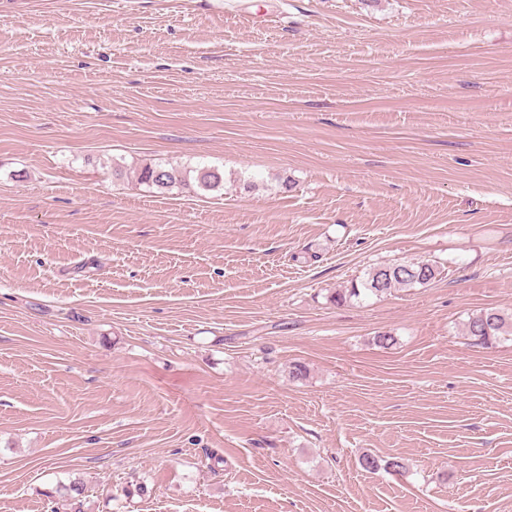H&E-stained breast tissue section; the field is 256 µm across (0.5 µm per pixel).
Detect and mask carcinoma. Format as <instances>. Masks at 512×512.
I'll return each mask as SVG.
<instances>
[{
    "instance_id": "obj_1",
    "label": "carcinoma",
    "mask_w": 512,
    "mask_h": 512,
    "mask_svg": "<svg viewBox=\"0 0 512 512\" xmlns=\"http://www.w3.org/2000/svg\"><path fill=\"white\" fill-rule=\"evenodd\" d=\"M139 180L158 189H168L185 183L187 173L162 164H147L141 168ZM194 180L200 188L210 190L219 186L222 176L218 169L204 166L195 169ZM438 275V267L427 261L377 266L371 268L360 282L336 292L334 301L341 304L362 296H379L393 288H413L430 283ZM465 328L466 335L473 344L487 347L504 336H512V315L495 308L485 309L470 317ZM359 465L366 472H372L381 466L393 472H399L404 468L397 457L390 458L382 465L379 459L371 454L362 455L359 458Z\"/></svg>"
}]
</instances>
